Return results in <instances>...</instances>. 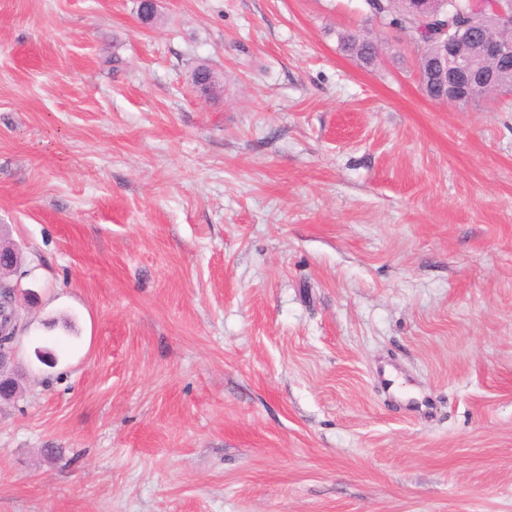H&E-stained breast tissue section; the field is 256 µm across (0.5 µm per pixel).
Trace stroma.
Wrapping results in <instances>:
<instances>
[{
  "mask_svg": "<svg viewBox=\"0 0 512 512\" xmlns=\"http://www.w3.org/2000/svg\"><path fill=\"white\" fill-rule=\"evenodd\" d=\"M156 10L0 0V512H512V92L365 0ZM473 49L469 56L460 57L455 52L452 41H448V69L441 72V79L448 80V103L464 105L471 101L478 90L495 87V77L486 70L482 61L496 59L502 62L512 61V42H506L483 27H469ZM364 37L368 36L364 33L347 32L339 34L338 39L343 51L355 55L367 64H371L378 57L380 44L378 42L375 43V46L367 44L364 42ZM2 285H6L3 289L2 293H5L4 298L1 297L0 294V306L1 302H4V304L8 307V310L10 312L9 315V324L4 329L5 333V342H1L0 344V396L2 398L8 399L14 396L16 393V383L15 379L12 376V369H10V365L14 361V346L11 344L13 340L8 341L7 337H10L9 334H12V331L14 330V326H17V322L19 319V325H20V318H21V312L23 310L22 304L18 301V285L17 283L14 285H10L8 283H1L0 287ZM17 323V324H16ZM16 324V325H15Z\"/></svg>",
  "mask_w": 512,
  "mask_h": 512,
  "instance_id": "obj_1",
  "label": "stroma"
}]
</instances>
